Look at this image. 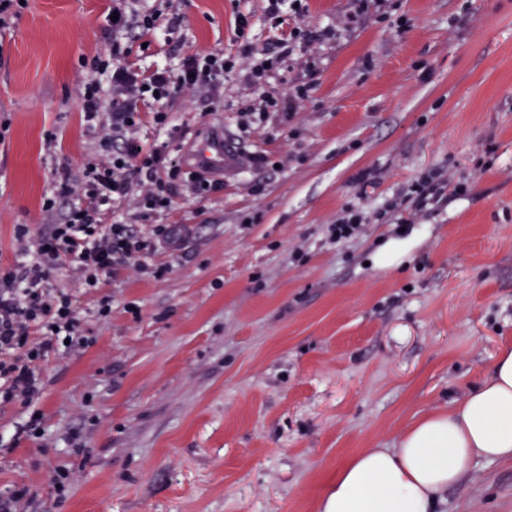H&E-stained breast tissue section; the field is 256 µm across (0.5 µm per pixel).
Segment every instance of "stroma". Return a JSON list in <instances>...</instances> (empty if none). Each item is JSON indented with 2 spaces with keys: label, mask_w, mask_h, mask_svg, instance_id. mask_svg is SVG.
Segmentation results:
<instances>
[{
  "label": "stroma",
  "mask_w": 512,
  "mask_h": 512,
  "mask_svg": "<svg viewBox=\"0 0 512 512\" xmlns=\"http://www.w3.org/2000/svg\"><path fill=\"white\" fill-rule=\"evenodd\" d=\"M396 2L403 30L373 14L322 47L289 122L243 130L235 75L223 99L173 103L177 160L220 134L240 162L157 216L182 237L170 272L120 269L111 317L82 320L92 345L48 363L43 436L0 450V493L35 496L23 512H317L337 466L448 410L512 344V0ZM108 6L28 0L0 30L2 264L15 225L46 224L55 166L92 155L79 98ZM173 6L193 50L236 52L241 12L255 46L270 37L265 0ZM367 169L379 181L357 184ZM429 169L465 191L329 240L344 208L379 210ZM437 512H512V460L477 461Z\"/></svg>",
  "instance_id": "1"
}]
</instances>
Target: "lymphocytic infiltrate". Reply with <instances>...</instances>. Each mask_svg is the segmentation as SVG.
Masks as SVG:
<instances>
[{
	"instance_id": "1",
	"label": "lymphocytic infiltrate",
	"mask_w": 512,
	"mask_h": 512,
	"mask_svg": "<svg viewBox=\"0 0 512 512\" xmlns=\"http://www.w3.org/2000/svg\"><path fill=\"white\" fill-rule=\"evenodd\" d=\"M303 2L267 0L273 37L264 48L252 44L251 17L241 13L235 20L237 54L188 51L178 66L144 68L131 58L134 46L151 44L160 33L173 37L181 17L157 6L136 9L135 0H112L111 37L104 52L92 58L81 95L87 122L103 129L95 154L81 170L65 162L55 168L43 201L47 224L35 237L28 225H16V258L0 266V411L16 404L28 408L23 428L28 437L44 434L36 405L45 389V365L53 356L78 353L92 343L81 329L80 312L97 319L112 315V297L102 291L103 279L158 249H177L176 226L156 223L155 218L172 210L179 188L198 198L223 188L208 170L184 167L172 157L169 143L180 132L169 122L171 104L188 93L219 98L225 78L235 73L252 91L238 104L242 126L266 123L277 114L289 116L295 103L308 97L311 83L289 79L288 95L281 98L266 92L268 79L293 63L314 72L319 48L350 37L370 13L385 17L394 8L392 0H351L350 11L335 25L319 30L287 25V18L303 16ZM147 124L166 132L167 141L148 149L138 145L135 134ZM135 187L140 190L138 221L129 224L118 219L116 211ZM391 219H404L398 204L370 215L349 207L330 225V237L345 242L362 226ZM60 266L84 285L86 309H79L66 289L51 285V275Z\"/></svg>"
}]
</instances>
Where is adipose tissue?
<instances>
[{
	"mask_svg": "<svg viewBox=\"0 0 512 512\" xmlns=\"http://www.w3.org/2000/svg\"><path fill=\"white\" fill-rule=\"evenodd\" d=\"M480 458H512V346L463 400L418 420L396 447L367 448L343 463L319 512H434Z\"/></svg>",
	"mask_w": 512,
	"mask_h": 512,
	"instance_id": "obj_1",
	"label": "adipose tissue"
}]
</instances>
